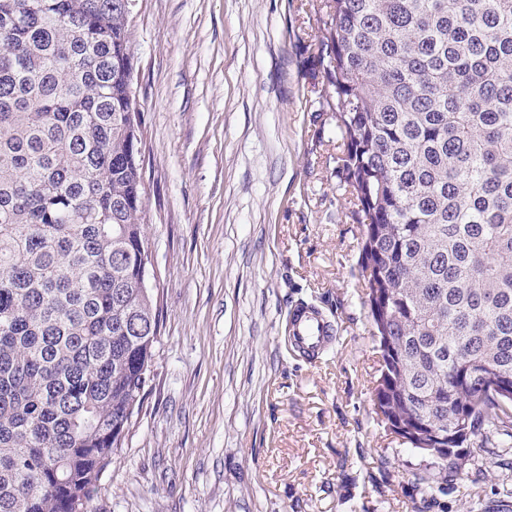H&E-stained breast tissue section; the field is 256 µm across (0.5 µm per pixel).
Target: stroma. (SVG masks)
<instances>
[{
	"instance_id": "stroma-1",
	"label": "stroma",
	"mask_w": 512,
	"mask_h": 512,
	"mask_svg": "<svg viewBox=\"0 0 512 512\" xmlns=\"http://www.w3.org/2000/svg\"><path fill=\"white\" fill-rule=\"evenodd\" d=\"M319 0H135L144 233L161 327L90 512H485L512 470L432 467L378 419L362 227L309 49ZM336 344L298 358V303Z\"/></svg>"
}]
</instances>
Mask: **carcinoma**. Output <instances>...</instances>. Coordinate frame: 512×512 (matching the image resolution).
<instances>
[{
    "label": "carcinoma",
    "instance_id": "cac0c4a2",
    "mask_svg": "<svg viewBox=\"0 0 512 512\" xmlns=\"http://www.w3.org/2000/svg\"><path fill=\"white\" fill-rule=\"evenodd\" d=\"M134 0H0V512H87L159 336L141 286ZM377 415L433 464L512 454V0H324Z\"/></svg>",
    "mask_w": 512,
    "mask_h": 512
}]
</instances>
